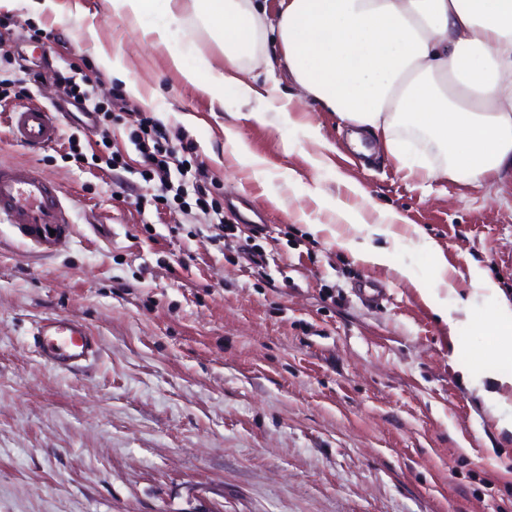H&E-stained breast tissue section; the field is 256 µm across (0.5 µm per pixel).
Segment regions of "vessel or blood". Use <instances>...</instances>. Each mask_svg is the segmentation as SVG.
Listing matches in <instances>:
<instances>
[{
    "mask_svg": "<svg viewBox=\"0 0 512 512\" xmlns=\"http://www.w3.org/2000/svg\"><path fill=\"white\" fill-rule=\"evenodd\" d=\"M9 126L23 144L45 148L58 137L59 117L46 107L26 105L10 113ZM0 222L10 224L23 241L45 252L65 244L75 230L60 189L22 165L0 168ZM35 338L43 360L63 371L83 367L97 351L89 328L69 316L41 320Z\"/></svg>",
    "mask_w": 512,
    "mask_h": 512,
    "instance_id": "b4317fda",
    "label": "vessel or blood"
}]
</instances>
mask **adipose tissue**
<instances>
[{"instance_id": "adipose-tissue-1", "label": "adipose tissue", "mask_w": 512, "mask_h": 512, "mask_svg": "<svg viewBox=\"0 0 512 512\" xmlns=\"http://www.w3.org/2000/svg\"><path fill=\"white\" fill-rule=\"evenodd\" d=\"M204 15L219 38L224 64H187L192 42L170 46L171 28L186 6ZM116 11L143 24V35L169 50L171 65L214 99L226 86L249 98L256 90L247 63L274 42L304 94L345 125L383 134L398 151L397 131L421 135L448 161L444 175L471 183L512 177V0H280L268 16L261 0H112ZM375 245L352 237L340 244L360 261L386 264L400 216L387 211ZM495 308L478 313L477 303ZM468 321L489 323L500 342L485 373L499 405L512 387V301L480 270L455 307Z\"/></svg>"}]
</instances>
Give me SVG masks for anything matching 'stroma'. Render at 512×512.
Instances as JSON below:
<instances>
[{
	"label": "stroma",
	"instance_id": "obj_1",
	"mask_svg": "<svg viewBox=\"0 0 512 512\" xmlns=\"http://www.w3.org/2000/svg\"><path fill=\"white\" fill-rule=\"evenodd\" d=\"M183 31L197 58L222 65L203 17L187 11ZM103 47L142 98L103 72ZM68 69L127 110L105 140L74 130L65 105L42 151L17 142L0 112V165L57 184L75 226L43 253L0 223V512H512V435L496 427L512 416V390L494 412L478 396L487 378L461 380L489 356L492 327L427 306L417 287L433 284L436 261L419 247L392 246L383 266L341 248L350 229L336 213L377 224L396 211L441 248L457 293L474 262L512 299L511 180L443 176L421 139L401 162L379 136L356 151L278 61L254 63L252 83L291 96L289 114L231 87L213 100L112 0H54L40 13L0 0V80L28 79L47 106L60 98L52 71ZM140 112L177 147L169 182L181 197L167 207L130 139ZM111 149L142 206L113 200L94 166ZM198 165L223 217L195 206ZM242 205L263 231L241 223ZM224 222L233 234L221 248ZM50 315L83 321L96 358L73 372L47 365L32 333Z\"/></svg>",
	"mask_w": 512,
	"mask_h": 512
}]
</instances>
